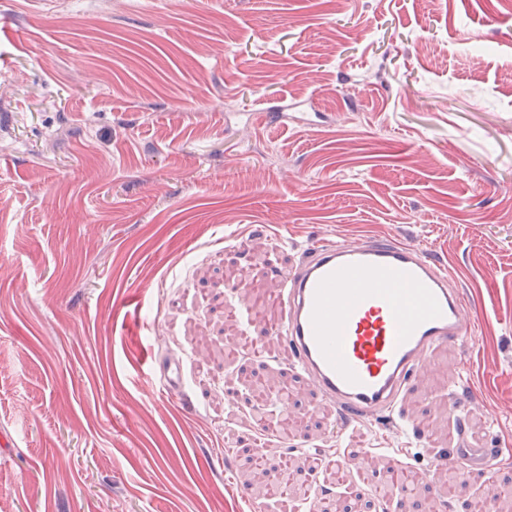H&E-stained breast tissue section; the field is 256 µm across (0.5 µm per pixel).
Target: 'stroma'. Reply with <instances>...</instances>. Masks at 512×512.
<instances>
[{
	"label": "stroma",
	"instance_id": "stroma-1",
	"mask_svg": "<svg viewBox=\"0 0 512 512\" xmlns=\"http://www.w3.org/2000/svg\"><path fill=\"white\" fill-rule=\"evenodd\" d=\"M266 112V122L255 121ZM400 239L446 264L473 337L405 392L406 428L304 424L281 292L322 242ZM183 362L185 387L141 378ZM402 464L446 512L512 485V0H0V512H278L245 448ZM496 453L494 448H455L451 459L468 467H488Z\"/></svg>",
	"mask_w": 512,
	"mask_h": 512
}]
</instances>
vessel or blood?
Here are the masks:
<instances>
[{
    "mask_svg": "<svg viewBox=\"0 0 512 512\" xmlns=\"http://www.w3.org/2000/svg\"><path fill=\"white\" fill-rule=\"evenodd\" d=\"M276 302L296 378L353 420L398 416L428 355L472 334L446 269L398 240L317 245ZM495 455L458 448L453 459L485 467Z\"/></svg>",
    "mask_w": 512,
    "mask_h": 512,
    "instance_id": "obj_1",
    "label": "vessel or blood"
}]
</instances>
